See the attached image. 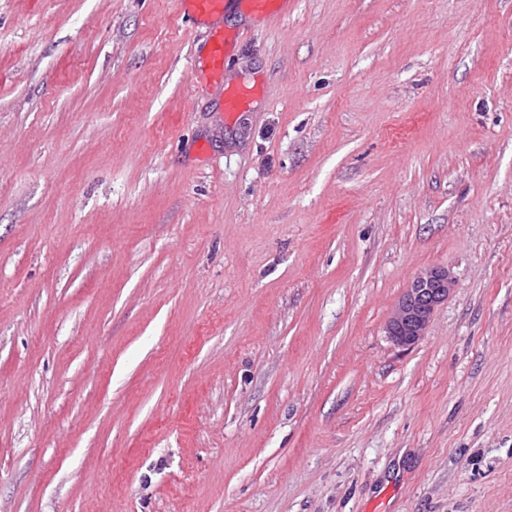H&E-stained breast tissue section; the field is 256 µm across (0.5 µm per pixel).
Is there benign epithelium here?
Returning <instances> with one entry per match:
<instances>
[{
    "mask_svg": "<svg viewBox=\"0 0 512 512\" xmlns=\"http://www.w3.org/2000/svg\"><path fill=\"white\" fill-rule=\"evenodd\" d=\"M454 288L450 272L433 267L420 272L399 298L386 324V333L399 347H412L425 335L435 309Z\"/></svg>",
    "mask_w": 512,
    "mask_h": 512,
    "instance_id": "obj_1",
    "label": "benign epithelium"
}]
</instances>
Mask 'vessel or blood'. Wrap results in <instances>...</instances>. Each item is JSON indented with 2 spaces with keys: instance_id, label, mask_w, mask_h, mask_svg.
<instances>
[{
  "instance_id": "vessel-or-blood-1",
  "label": "vessel or blood",
  "mask_w": 512,
  "mask_h": 512,
  "mask_svg": "<svg viewBox=\"0 0 512 512\" xmlns=\"http://www.w3.org/2000/svg\"><path fill=\"white\" fill-rule=\"evenodd\" d=\"M182 3L193 22L207 27L211 33L210 49L205 57L199 58L197 71L200 77L216 83L224 79V58L235 43L234 37L224 33L225 10L238 7L265 17L285 9V0H182Z\"/></svg>"
}]
</instances>
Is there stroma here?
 Wrapping results in <instances>:
<instances>
[{
  "instance_id": "stroma-1",
  "label": "stroma",
  "mask_w": 512,
  "mask_h": 512,
  "mask_svg": "<svg viewBox=\"0 0 512 512\" xmlns=\"http://www.w3.org/2000/svg\"><path fill=\"white\" fill-rule=\"evenodd\" d=\"M224 31L0 0V512H512V0ZM448 269L433 267L420 272L399 298L386 324V333L399 347H412L425 335L435 309L454 288Z\"/></svg>"
}]
</instances>
